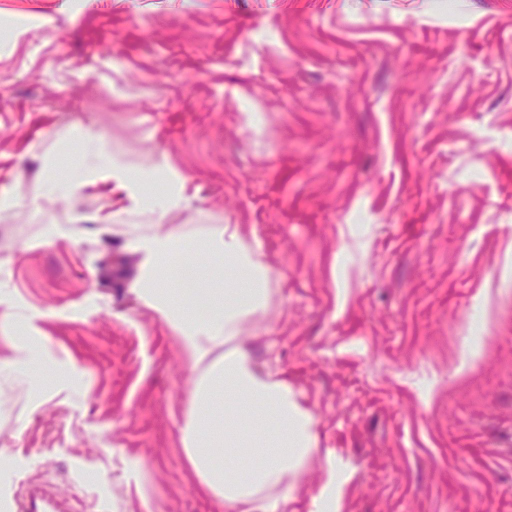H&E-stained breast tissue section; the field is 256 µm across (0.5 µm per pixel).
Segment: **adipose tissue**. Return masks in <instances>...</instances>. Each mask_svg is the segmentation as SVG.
Wrapping results in <instances>:
<instances>
[{
	"instance_id": "ef3b65f1",
	"label": "adipose tissue",
	"mask_w": 512,
	"mask_h": 512,
	"mask_svg": "<svg viewBox=\"0 0 512 512\" xmlns=\"http://www.w3.org/2000/svg\"><path fill=\"white\" fill-rule=\"evenodd\" d=\"M76 138L82 160L55 192L73 194L103 157L90 130ZM135 184L140 211L164 214L188 204L183 186L163 179ZM139 274L131 285L180 342L193 379L184 394L181 444L187 467L224 512H282L319 453L315 421L287 379L258 370L240 341L245 323L262 319L271 300V267L235 224L195 234L168 224H131Z\"/></svg>"
}]
</instances>
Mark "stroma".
<instances>
[{"mask_svg": "<svg viewBox=\"0 0 512 512\" xmlns=\"http://www.w3.org/2000/svg\"><path fill=\"white\" fill-rule=\"evenodd\" d=\"M166 159L271 265L245 344L335 454L339 512H512V0H0V358L48 339L44 400L0 370V512H224L186 466L179 342L130 290L99 167L43 183L69 129ZM60 233L46 239L44 230ZM312 465L286 512H330Z\"/></svg>", "mask_w": 512, "mask_h": 512, "instance_id": "35a3bbf8", "label": "stroma"}]
</instances>
